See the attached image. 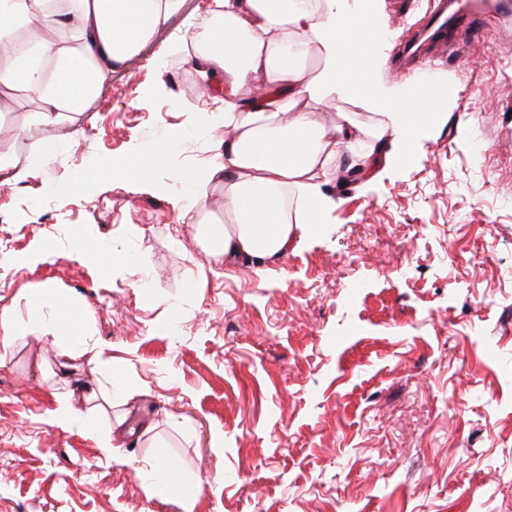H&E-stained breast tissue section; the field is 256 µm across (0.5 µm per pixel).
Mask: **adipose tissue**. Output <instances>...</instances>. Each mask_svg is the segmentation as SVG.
<instances>
[{"label":"adipose tissue","instance_id":"ef3b65f1","mask_svg":"<svg viewBox=\"0 0 512 512\" xmlns=\"http://www.w3.org/2000/svg\"><path fill=\"white\" fill-rule=\"evenodd\" d=\"M67 11L47 0H0V112L13 92L32 94V118L64 125L83 111L112 71L163 26L178 0H73ZM207 25L194 29L191 60L203 83L224 87L221 108L193 104L181 128L166 136L176 153L187 132L211 133L208 161L189 168L173 198L179 217L196 216L207 246L225 269H267L295 252L333 202L322 187L336 159L367 172L397 164L431 132L436 116L411 110L413 95L387 85L376 72L382 34L358 40L371 16L348 0H319L306 10L296 0H213ZM364 58L351 64L354 47ZM318 63L307 66L309 55ZM359 99L383 123L327 112L328 103ZM30 318L12 323L9 339L33 331L52 335L42 308L73 309L53 287L27 302Z\"/></svg>","mask_w":512,"mask_h":512}]
</instances>
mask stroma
Returning a JSON list of instances; mask_svg holds the SVG:
<instances>
[{
    "label": "stroma",
    "mask_w": 512,
    "mask_h": 512,
    "mask_svg": "<svg viewBox=\"0 0 512 512\" xmlns=\"http://www.w3.org/2000/svg\"><path fill=\"white\" fill-rule=\"evenodd\" d=\"M210 4L181 0L70 127L17 133L23 97L0 117V147L25 145L0 185V314L27 319L47 286L79 304L45 310L56 340L0 354V512H512V13L463 20L431 135L370 182L325 184L324 224L259 274L225 271L193 218L105 171L174 178L211 155L199 132L157 154L186 105L221 98L185 44ZM377 25L384 80H415L388 57L420 10L380 0ZM49 142L64 163L39 164ZM88 168L104 174L65 194ZM102 244L140 270L91 260ZM116 379L133 399L52 421L68 390ZM116 423L118 458L102 446ZM161 455L179 478L155 488Z\"/></svg>",
    "instance_id": "stroma-1"
}]
</instances>
